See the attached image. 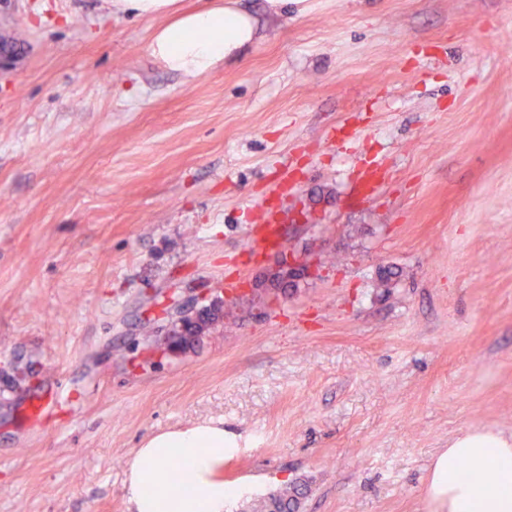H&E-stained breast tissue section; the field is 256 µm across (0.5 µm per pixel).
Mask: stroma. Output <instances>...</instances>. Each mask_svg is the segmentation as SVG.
I'll return each instance as SVG.
<instances>
[{"label":"stroma","instance_id":"1","mask_svg":"<svg viewBox=\"0 0 512 512\" xmlns=\"http://www.w3.org/2000/svg\"><path fill=\"white\" fill-rule=\"evenodd\" d=\"M240 5L256 41L189 79L164 18L0 0V512H130L137 449L199 424L226 512H436L452 440L512 437V0ZM278 219L271 215L265 224L264 232L260 238L253 240L251 252H267L278 249L281 246ZM229 314V311H225L224 309H218L217 311L205 310L199 316V323L197 324L194 330L190 331L187 335H182L181 342L175 347H182L193 345L196 340L199 339V336L204 332V330L208 329L209 326L214 324L219 320H223ZM301 485H294L289 491L273 495L261 504L255 511L261 512H296L299 508L300 498L304 495Z\"/></svg>","mask_w":512,"mask_h":512}]
</instances>
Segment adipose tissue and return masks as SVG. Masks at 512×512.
<instances>
[{
    "instance_id": "adipose-tissue-1",
    "label": "adipose tissue",
    "mask_w": 512,
    "mask_h": 512,
    "mask_svg": "<svg viewBox=\"0 0 512 512\" xmlns=\"http://www.w3.org/2000/svg\"><path fill=\"white\" fill-rule=\"evenodd\" d=\"M116 9L142 17H168L151 50L170 70L188 77L240 58L255 38L254 21L233 0L190 13L177 0H113ZM228 445L224 430L199 425L162 433L138 449L127 473L131 512H224L235 497L217 479ZM183 463L180 472L169 461ZM426 498L448 512H512V440L492 431H469L440 452L425 484Z\"/></svg>"
}]
</instances>
